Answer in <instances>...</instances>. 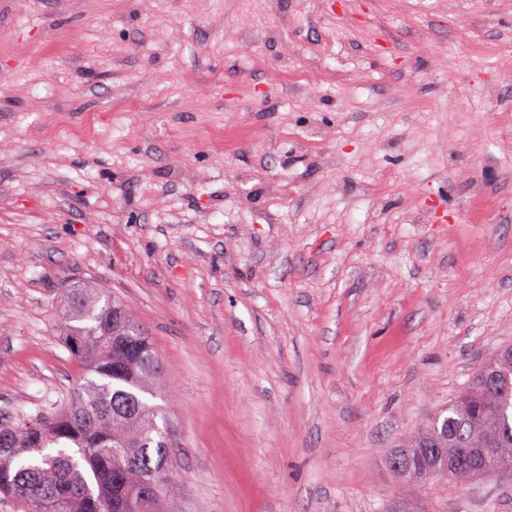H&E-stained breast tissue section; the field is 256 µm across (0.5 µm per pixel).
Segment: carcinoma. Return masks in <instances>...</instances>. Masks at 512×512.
<instances>
[{
  "label": "carcinoma",
  "instance_id": "obj_1",
  "mask_svg": "<svg viewBox=\"0 0 512 512\" xmlns=\"http://www.w3.org/2000/svg\"><path fill=\"white\" fill-rule=\"evenodd\" d=\"M65 344L86 366L57 411L0 425V499L13 512H177L169 488L168 440L151 405L160 375L147 337L125 302L100 288H69L59 302ZM512 347L499 349L468 384L396 452L403 481L425 485L410 465L422 450L443 480L465 485L512 467V397L490 396L512 380Z\"/></svg>",
  "mask_w": 512,
  "mask_h": 512
}]
</instances>
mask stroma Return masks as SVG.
<instances>
[{
    "instance_id": "1",
    "label": "stroma",
    "mask_w": 512,
    "mask_h": 512,
    "mask_svg": "<svg viewBox=\"0 0 512 512\" xmlns=\"http://www.w3.org/2000/svg\"><path fill=\"white\" fill-rule=\"evenodd\" d=\"M163 369L182 512H512L391 451L512 345V0H0V420Z\"/></svg>"
}]
</instances>
